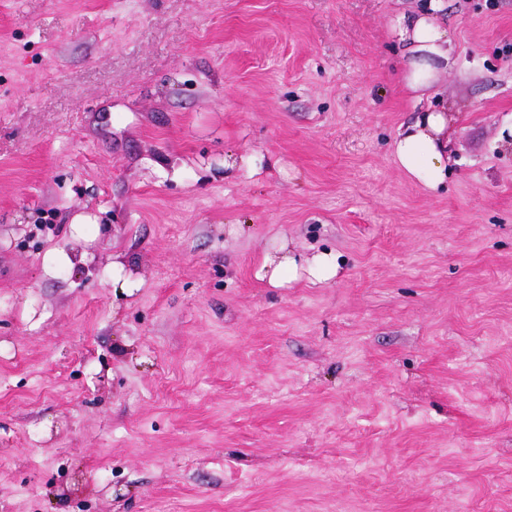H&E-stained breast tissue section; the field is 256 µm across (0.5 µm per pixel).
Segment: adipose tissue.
I'll list each match as a JSON object with an SVG mask.
<instances>
[{
    "mask_svg": "<svg viewBox=\"0 0 512 512\" xmlns=\"http://www.w3.org/2000/svg\"><path fill=\"white\" fill-rule=\"evenodd\" d=\"M441 6L433 0L430 10L398 13L392 26L394 37L406 44L409 62L402 76L412 90H428L451 62V35L437 19ZM453 118L442 110L420 112L412 124L401 129L394 145V160L405 173L424 186L437 188L448 175V136ZM336 256L322 252L306 264H298L287 247L265 255L256 272L258 280L282 287L307 273L311 282H324L336 277Z\"/></svg>",
    "mask_w": 512,
    "mask_h": 512,
    "instance_id": "ef3b65f1",
    "label": "adipose tissue"
}]
</instances>
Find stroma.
Segmentation results:
<instances>
[{
  "mask_svg": "<svg viewBox=\"0 0 512 512\" xmlns=\"http://www.w3.org/2000/svg\"><path fill=\"white\" fill-rule=\"evenodd\" d=\"M428 3L0 0V512H512V0L412 91ZM431 1L429 11L398 13L392 26L393 36L407 44L410 53L402 80L411 90L431 89L451 62V35L434 14L442 8L436 2L442 0ZM401 129L394 145V161L424 186L435 189L448 177V135L454 118L444 110L418 112ZM339 262L336 256L322 252L306 261V265H299L297 258L290 255L285 244L275 254H266L262 264L256 271V278L260 281L267 279L273 287H283L290 281L299 278V271L307 273L312 283L324 282L336 277ZM142 283L141 278H132L131 274H125V264L122 261L117 260L112 263V286L114 288H120L123 293L131 295L135 289L141 287Z\"/></svg>",
  "mask_w": 512,
  "mask_h": 512,
  "instance_id": "1",
  "label": "stroma"
}]
</instances>
